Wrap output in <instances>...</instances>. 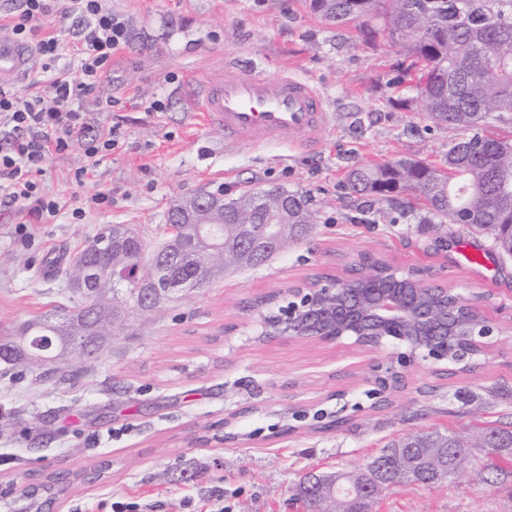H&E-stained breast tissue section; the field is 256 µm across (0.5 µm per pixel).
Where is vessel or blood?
I'll use <instances>...</instances> for the list:
<instances>
[{"instance_id":"1","label":"vessel or blood","mask_w":512,"mask_h":512,"mask_svg":"<svg viewBox=\"0 0 512 512\" xmlns=\"http://www.w3.org/2000/svg\"><path fill=\"white\" fill-rule=\"evenodd\" d=\"M33 61L28 44L0 38V76L23 75ZM193 106L226 141L251 147L281 142L314 150L329 122L324 95L287 70L265 77L243 68L226 69L221 79L202 81Z\"/></svg>"}]
</instances>
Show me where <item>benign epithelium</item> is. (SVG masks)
Listing matches in <instances>:
<instances>
[{
  "mask_svg": "<svg viewBox=\"0 0 512 512\" xmlns=\"http://www.w3.org/2000/svg\"><path fill=\"white\" fill-rule=\"evenodd\" d=\"M226 206L224 198L204 193L173 206V214L184 225L183 234L160 244L148 263H136L132 290L121 292V303L114 312L116 320L175 302L188 291L208 286L216 274L227 276L247 262L246 252L235 256L230 263L224 260ZM263 236L276 244L286 240L288 211H276L263 225ZM186 249L194 250L199 257L198 275L186 281H174L169 278L162 257ZM428 277L429 272L424 268L416 273L389 263L383 270L366 268L355 277L351 289L323 278L313 284L289 288L286 298L280 292H273L264 296V304H273L276 310L260 316V337L330 343L364 351L391 346L390 359L372 366L363 378V383L379 396L388 392L387 384L392 379L406 381L411 367L421 361L444 371L450 366L466 371L476 362L494 357L497 337L503 335L502 325L489 321L478 324L474 320L485 297H466L452 288H439L442 304L428 307L423 303V295L430 292ZM99 278L98 267L84 264L70 287L83 293ZM450 297L454 301L451 316L448 315ZM446 447L447 440L442 437L422 439L423 456L434 461L435 482L463 473L461 469H448ZM387 454L403 477H412L416 461L410 455L399 448H390ZM311 482L321 488L316 512H339L342 499L359 491L382 490L379 475L370 464L349 471L314 474Z\"/></svg>",
  "mask_w": 512,
  "mask_h": 512,
  "instance_id": "1",
  "label": "benign epithelium"
}]
</instances>
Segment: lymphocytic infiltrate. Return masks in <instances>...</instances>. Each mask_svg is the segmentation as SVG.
Returning a JSON list of instances; mask_svg holds the SVG:
<instances>
[{
	"label": "lymphocytic infiltrate",
	"mask_w": 512,
	"mask_h": 512,
	"mask_svg": "<svg viewBox=\"0 0 512 512\" xmlns=\"http://www.w3.org/2000/svg\"><path fill=\"white\" fill-rule=\"evenodd\" d=\"M51 2L18 0L9 24L14 39L31 43L42 58L45 90L17 94L0 87V132L9 138L8 148L0 149V203L16 207L29 224L59 209L38 182L53 154L81 148L85 161L75 179L82 182L118 145L117 127L91 123L84 100L109 80L113 57L129 46L127 25L108 0H66L65 13L76 18L79 34L73 61L63 63L66 49L48 31Z\"/></svg>",
	"instance_id": "lymphocytic-infiltrate-1"
}]
</instances>
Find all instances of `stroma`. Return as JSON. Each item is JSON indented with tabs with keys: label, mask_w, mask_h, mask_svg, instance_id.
Wrapping results in <instances>:
<instances>
[{
	"label": "stroma",
	"mask_w": 512,
	"mask_h": 512,
	"mask_svg": "<svg viewBox=\"0 0 512 512\" xmlns=\"http://www.w3.org/2000/svg\"><path fill=\"white\" fill-rule=\"evenodd\" d=\"M112 9L131 44L85 105L116 99L100 123L119 125L120 144L82 183L81 149L49 159L39 182L61 208L43 223L17 224L0 205V332L77 304L47 259L66 265L112 224L132 225L153 251L170 234L169 210L186 197L281 187L306 195L315 221L264 265L132 315L97 358H68L66 379L0 363V490L16 489L0 512H25L21 488L51 472L68 476V487L43 495L42 512H306L296 487L308 472L364 465L419 431L512 422V336L470 372L441 376L421 363L380 409L361 378L389 351L258 337L261 296L337 273L342 256L360 253L488 296L483 314L492 322L512 316V257L490 236L346 188L353 169L436 161L459 136L419 108L395 107L411 91L388 38L366 44L355 29L316 19L305 0H112ZM230 63L310 79L330 114L323 146L242 147L205 126L190 80L219 78ZM154 99L162 110L145 111ZM98 190L111 192V203L73 220L69 198ZM102 462L104 478L80 479ZM372 510L512 512V461H500L494 486L467 476L396 486Z\"/></svg>",
	"instance_id": "obj_1"
}]
</instances>
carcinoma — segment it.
Instances as JSON below:
<instances>
[{"label": "carcinoma", "mask_w": 512, "mask_h": 512, "mask_svg": "<svg viewBox=\"0 0 512 512\" xmlns=\"http://www.w3.org/2000/svg\"><path fill=\"white\" fill-rule=\"evenodd\" d=\"M311 12L338 28L353 26L364 41L375 42L385 32L420 74L416 95L397 101L399 106L417 104L434 124L452 125L460 136L448 147L439 165L396 160L352 170L347 188L357 195H375L391 200L409 192L427 213L452 224H464L495 234L500 224H512V138L489 135L493 122L512 125V0H308ZM268 190L242 195L243 205L224 211L226 224H262L266 211L248 206V200L266 196ZM288 209L293 225L287 248L300 241L313 223L308 198L290 191L284 201H271ZM82 261L101 268L96 290L82 297L75 311L61 310L26 323L32 335L49 328L65 330L85 319L100 323L99 335L116 336L120 326L112 323L118 304L112 268L143 257L139 237L112 241V227L99 232L80 251ZM509 429L488 426L480 432L487 455L500 456L498 438ZM448 458L463 468V436L445 431Z\"/></svg>", "instance_id": "carcinoma-1"}]
</instances>
